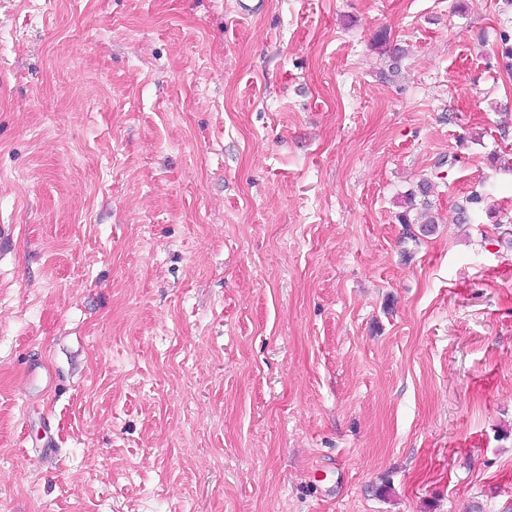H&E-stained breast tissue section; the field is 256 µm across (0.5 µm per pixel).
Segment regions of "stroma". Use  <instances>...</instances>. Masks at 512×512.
<instances>
[{"label": "stroma", "instance_id": "1", "mask_svg": "<svg viewBox=\"0 0 512 512\" xmlns=\"http://www.w3.org/2000/svg\"><path fill=\"white\" fill-rule=\"evenodd\" d=\"M507 34L0 0V512H512ZM430 184L431 183L429 181L423 180V182L420 183V185L418 186L419 194L423 196V200H421V203L419 204L416 202V194L411 192L408 195H406L404 197L405 199L403 200L405 205L403 206L404 210L400 212L397 216L399 224H405L410 230L413 224H419V222L415 221L416 219L412 218L411 212L413 210L418 209L419 207L417 205H420V209L423 210L425 218L424 221H422L421 224L418 225V231L423 236L432 234L436 229L435 220L433 219L429 212V210L431 209V203L426 199V196L428 197L430 193Z\"/></svg>", "mask_w": 512, "mask_h": 512}]
</instances>
